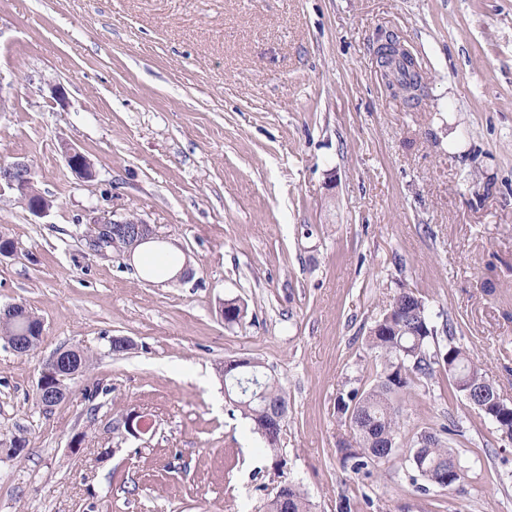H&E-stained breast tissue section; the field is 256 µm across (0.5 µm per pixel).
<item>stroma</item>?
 Here are the masks:
<instances>
[{
	"label": "stroma",
	"instance_id": "1",
	"mask_svg": "<svg viewBox=\"0 0 512 512\" xmlns=\"http://www.w3.org/2000/svg\"><path fill=\"white\" fill-rule=\"evenodd\" d=\"M389 37L419 62L420 99L388 88ZM14 161L53 206L39 217L0 191L16 245L0 307L43 322L29 355L0 341V512H266L285 483L312 512L345 497L351 512H512V442L438 381L400 414L408 435L456 426L454 490L416 492L404 446L354 473L336 417L403 284L512 404V0H0ZM103 213L151 224L191 277L96 255L85 232ZM230 299L247 308L234 325ZM74 345L93 364L43 411L41 364ZM236 358L288 393L277 453L225 395ZM131 410L152 423L138 438L118 426ZM64 154L69 168L81 178L91 180L95 177L94 163L79 149L64 145Z\"/></svg>",
	"mask_w": 512,
	"mask_h": 512
}]
</instances>
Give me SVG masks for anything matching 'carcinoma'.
<instances>
[{
  "instance_id": "obj_1",
  "label": "carcinoma",
  "mask_w": 512,
  "mask_h": 512,
  "mask_svg": "<svg viewBox=\"0 0 512 512\" xmlns=\"http://www.w3.org/2000/svg\"><path fill=\"white\" fill-rule=\"evenodd\" d=\"M411 59L403 55L388 64L385 76L389 85L399 84L413 92L422 89L421 76L409 67ZM378 331L367 337L368 348L380 359L381 370L368 388H353L336 399V413L350 429L351 439L341 446L343 463L354 472L388 461L399 448L402 423L395 405L397 398L415 384L428 382L437 373L446 374L448 396H467L479 413L496 417V431L512 440V410L503 409L496 387L486 379L481 366L466 349L453 343L438 346L437 329L432 325L425 301L413 289L401 287L393 301L374 321ZM229 401L254 423L267 449L277 453L282 424L274 423L271 411L288 412V395L280 382L264 375L260 395L252 399L239 393L236 386H226ZM407 461L423 484L452 489L465 480L464 471L451 472L458 461L447 440L434 430L414 434ZM267 512H311V504L300 487L290 484L267 503Z\"/></svg>"
}]
</instances>
